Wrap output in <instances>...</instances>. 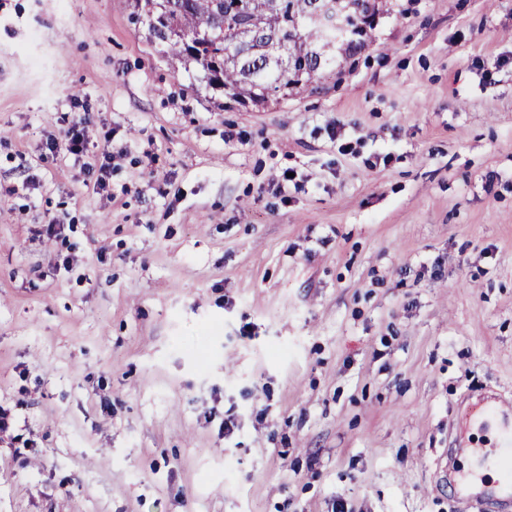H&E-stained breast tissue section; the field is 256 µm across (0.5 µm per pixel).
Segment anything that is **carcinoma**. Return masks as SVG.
<instances>
[{
	"mask_svg": "<svg viewBox=\"0 0 512 512\" xmlns=\"http://www.w3.org/2000/svg\"><path fill=\"white\" fill-rule=\"evenodd\" d=\"M233 2L134 0L132 15L184 68L200 67L206 86L219 78L228 93L252 96L260 103L292 81L289 59H307V84L331 64L323 50L325 31L308 22L315 0H246L248 14L261 20V29L243 55L233 34L238 17L228 15Z\"/></svg>",
	"mask_w": 512,
	"mask_h": 512,
	"instance_id": "obj_1",
	"label": "carcinoma"
}]
</instances>
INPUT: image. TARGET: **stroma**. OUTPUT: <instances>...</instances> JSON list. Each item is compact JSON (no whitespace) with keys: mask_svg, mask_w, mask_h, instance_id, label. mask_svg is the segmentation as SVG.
Masks as SVG:
<instances>
[{"mask_svg":"<svg viewBox=\"0 0 512 512\" xmlns=\"http://www.w3.org/2000/svg\"><path fill=\"white\" fill-rule=\"evenodd\" d=\"M130 12L0 0V512H512L456 488L512 407V0L222 109ZM64 143L68 154L75 160L81 158L87 151L90 143L89 122L84 117L72 120L64 131Z\"/></svg>","mask_w":512,"mask_h":512,"instance_id":"obj_1","label":"stroma"}]
</instances>
